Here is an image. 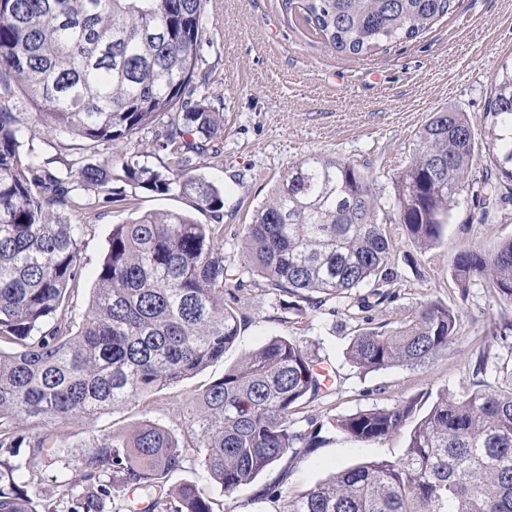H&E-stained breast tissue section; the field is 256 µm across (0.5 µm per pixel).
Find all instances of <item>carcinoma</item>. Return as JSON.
I'll return each instance as SVG.
<instances>
[{
  "mask_svg": "<svg viewBox=\"0 0 512 512\" xmlns=\"http://www.w3.org/2000/svg\"><path fill=\"white\" fill-rule=\"evenodd\" d=\"M451 8L452 0L299 6L305 25L352 55L413 38ZM205 29L206 0H0V512H55L21 481L22 470L49 459L61 462L56 487L75 499L71 512H103L105 498L125 491L142 493L139 512H214L195 483L168 486L189 453L231 496L288 454L319 445L320 428L300 425L298 414L322 396L326 378L319 361L282 336L246 351L198 395L182 438L143 420L73 454L58 433L195 375L238 339L245 284L224 299V201L194 174L221 156L224 139V116L197 83ZM493 86L491 164L472 170L477 142L467 116L440 111L396 177L395 223L422 250L440 242L461 197L472 194L478 224L512 199V60ZM20 103L31 111H16ZM145 133L152 139L142 149ZM66 138L110 154L77 166L65 156ZM115 181L189 195L213 223L150 212L113 226L76 329L66 290L82 274V225L65 212L125 199ZM378 209L373 179L358 164L306 155L243 225L242 272L288 294L300 319L316 305L312 293L345 300L368 286L356 303L379 305L397 273ZM453 279L463 297L479 283L512 304V238L488 250L461 247ZM460 320L452 307L425 304L393 328L360 329L347 358L366 373L422 366L448 351ZM492 336L511 354L505 370L512 323ZM487 370L481 353L470 389L437 393L419 418L411 398L332 420L362 442L414 426L403 458L340 470L288 501V512H512V372L493 386L482 379ZM18 421L32 427L28 437L16 433ZM23 442L28 457L16 462Z\"/></svg>",
  "mask_w": 512,
  "mask_h": 512,
  "instance_id": "cac0c4a2",
  "label": "carcinoma"
}]
</instances>
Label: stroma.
I'll return each mask as SVG.
<instances>
[{
    "instance_id": "obj_1",
    "label": "stroma",
    "mask_w": 512,
    "mask_h": 512,
    "mask_svg": "<svg viewBox=\"0 0 512 512\" xmlns=\"http://www.w3.org/2000/svg\"><path fill=\"white\" fill-rule=\"evenodd\" d=\"M207 16L212 42L205 50L207 96L212 110L224 115V148L221 157L204 162L199 173L224 197L229 290L242 274L240 227L270 197L293 162L325 154L367 167L384 203L379 218L391 222L395 177L412 158L420 127L433 113L453 109L467 113L476 140L484 141L492 77L512 55V0H454L451 12L416 37L362 55L339 52L312 36L285 0H209ZM126 193L130 203L117 202L75 218L85 227L79 240L82 275L67 290L75 322H82L89 307L95 272L114 225L144 212L166 211L192 214L201 224L212 221L185 194L159 195L131 187ZM473 210L472 200L462 199L443 227L441 242L426 251L412 245L401 226L393 225L397 277L389 287L391 298L364 313L328 299L308 308L297 323L282 296L269 292L264 279L245 276V323L222 360L158 393L98 415L93 426L66 425L70 444L85 445L91 438L127 431L144 419L183 434L187 414L202 390L223 377L245 350L283 336L325 359L334 370L331 388L305 409L306 416L322 426L320 447L286 456L229 497L194 459L170 477V484L194 482L213 500L216 512H287L289 501L336 471L400 459L408 431L360 442L333 428L330 420L416 395L420 410H427L441 390L458 395L469 389L478 352L503 356L489 331L512 322V306L497 303L478 285L461 297L451 268L459 246L476 242L490 249L512 237V202L486 224L475 222ZM427 301L461 313L459 337L447 353L422 366L369 373L351 364L346 351L359 327H393ZM58 471L57 464L44 462L24 470L23 480L34 498L50 500L54 512H70L71 499L56 489Z\"/></svg>"
}]
</instances>
